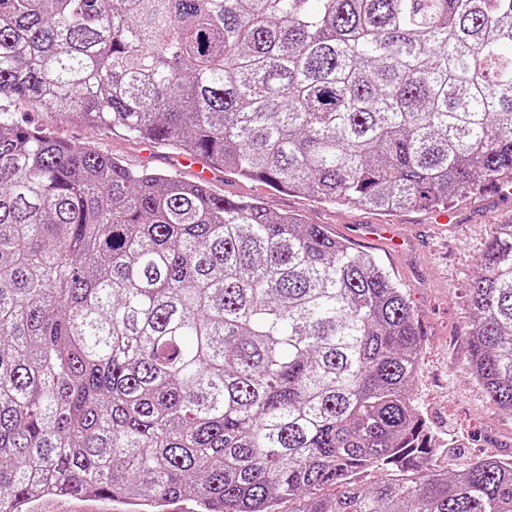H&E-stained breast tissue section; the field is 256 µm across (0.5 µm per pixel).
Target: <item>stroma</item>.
Segmentation results:
<instances>
[{
    "label": "stroma",
    "instance_id": "1",
    "mask_svg": "<svg viewBox=\"0 0 512 512\" xmlns=\"http://www.w3.org/2000/svg\"><path fill=\"white\" fill-rule=\"evenodd\" d=\"M11 111L77 145L94 147L133 168H149L182 180L195 170L177 154L121 132L69 122L57 113L11 104ZM218 194L257 198L272 210L302 216L336 239L373 256L411 302L421 340V360L411 393L431 432L447 442L433 468L453 471L481 458L512 461V413L493 406L467 373L472 314L469 287L477 259L494 224L512 221V197L494 194L480 181L473 194L448 206L454 223L439 224L434 212L410 208L380 214L362 207L326 205L301 192H278L224 170L208 173ZM35 512H130L114 500L66 496L42 498Z\"/></svg>",
    "mask_w": 512,
    "mask_h": 512
}]
</instances>
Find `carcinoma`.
I'll list each match as a JSON object with an SVG mask.
<instances>
[{"label": "carcinoma", "instance_id": "1", "mask_svg": "<svg viewBox=\"0 0 512 512\" xmlns=\"http://www.w3.org/2000/svg\"><path fill=\"white\" fill-rule=\"evenodd\" d=\"M507 47L512 0H0V100L436 210L512 178ZM477 267L469 373L512 414V224ZM420 356L402 289L323 226L0 107V512H512V462L429 468ZM130 506L120 501L100 499H80L66 496L42 498L34 512H129Z\"/></svg>", "mask_w": 512, "mask_h": 512}]
</instances>
